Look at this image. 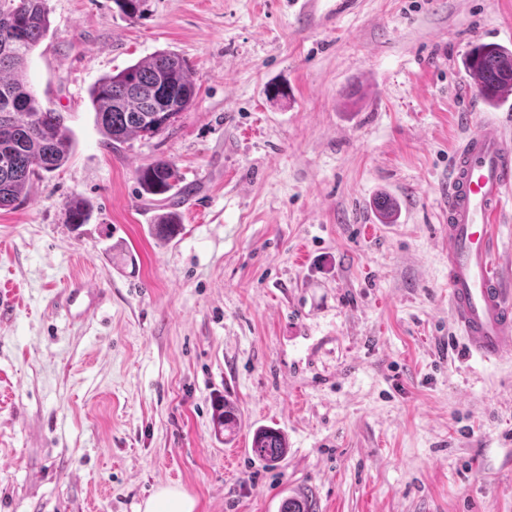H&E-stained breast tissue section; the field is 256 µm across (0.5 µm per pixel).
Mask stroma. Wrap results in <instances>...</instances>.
<instances>
[{
  "label": "stroma",
  "mask_w": 512,
  "mask_h": 512,
  "mask_svg": "<svg viewBox=\"0 0 512 512\" xmlns=\"http://www.w3.org/2000/svg\"><path fill=\"white\" fill-rule=\"evenodd\" d=\"M46 5L27 78L76 147L0 210V512H139L160 485L196 512H512V354L466 357L438 234L459 113L512 140V97L488 107L463 65L512 48V0ZM159 50L187 59L191 108L106 146L90 88ZM158 159L181 175L170 241L136 178ZM75 279L106 294L82 322L52 305ZM261 426L288 439L276 466ZM239 422L240 412L238 407L233 401L224 398V401L219 403L215 409L214 423L218 434L232 431ZM288 444L284 434L273 427H258L252 438L254 456L268 466L276 465L286 454Z\"/></svg>",
  "instance_id": "35a3bbf8"
}]
</instances>
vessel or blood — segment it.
Masks as SVG:
<instances>
[{
    "label": "vessel or blood",
    "mask_w": 512,
    "mask_h": 512,
    "mask_svg": "<svg viewBox=\"0 0 512 512\" xmlns=\"http://www.w3.org/2000/svg\"><path fill=\"white\" fill-rule=\"evenodd\" d=\"M512 189V142L500 123L467 127L456 147L448 179V308L464 351L485 361L512 353V294L495 255L503 198ZM101 291L76 281L58 305L88 318Z\"/></svg>",
    "instance_id": "1"
}]
</instances>
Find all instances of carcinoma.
<instances>
[{"label": "carcinoma", "instance_id": "1", "mask_svg": "<svg viewBox=\"0 0 512 512\" xmlns=\"http://www.w3.org/2000/svg\"><path fill=\"white\" fill-rule=\"evenodd\" d=\"M50 29L46 0H0V210L13 209L28 195L33 180L44 172L64 166L74 148V134L65 116L44 108L27 81L29 55ZM469 75L483 101L490 107L512 95V49L494 44L473 47L466 57ZM195 81L186 61L178 54L158 51L122 71L105 76L90 89L89 99L96 124L107 144L146 140L152 126L166 112L182 113L193 104ZM144 194L161 196L179 183L173 162L159 159L136 171ZM385 224L396 214L393 199L382 196L374 204ZM69 221L83 224L88 206L81 198L67 205ZM162 239L182 230L180 217L169 212L154 225ZM240 422L236 404L229 400L216 406L214 423L218 433L231 431ZM284 434L273 427L253 433L251 450L268 466L286 454ZM281 512H313L305 498L289 497Z\"/></svg>", "mask_w": 512, "mask_h": 512}]
</instances>
